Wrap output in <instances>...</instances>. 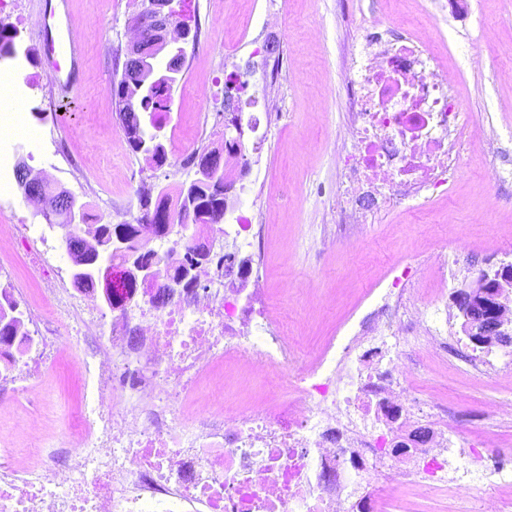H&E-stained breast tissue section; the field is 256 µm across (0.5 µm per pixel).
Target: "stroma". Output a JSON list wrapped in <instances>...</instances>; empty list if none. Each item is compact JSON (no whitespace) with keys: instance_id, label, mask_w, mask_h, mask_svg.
<instances>
[{"instance_id":"obj_1","label":"stroma","mask_w":512,"mask_h":512,"mask_svg":"<svg viewBox=\"0 0 512 512\" xmlns=\"http://www.w3.org/2000/svg\"><path fill=\"white\" fill-rule=\"evenodd\" d=\"M49 1L56 7L51 27L71 30L84 47L81 67L63 92L42 81L48 67L38 21ZM141 9L142 0H16L0 11V25L20 33L16 55L0 59V78L11 77L19 104L17 112L0 111V174L13 173L20 160L46 167L53 185L83 206L89 223H134L142 174L151 175L152 202L161 205L165 194L195 179L200 155H223L224 109L211 107L204 92L225 93L224 51L231 48L235 72L248 80L233 94L248 174L235 181L229 204L271 213L267 288L289 340L303 353H315L361 314L368 288L391 285L392 263L406 266L447 252L449 298L470 289L480 272L512 263V0H184V18L198 39L187 50L167 111L155 116L167 154L161 166L132 152L110 93L130 45L127 30ZM432 15L441 32L429 48L461 74L450 102L466 124L494 129L501 154L491 160L478 146L468 147L431 198L381 211L375 223L347 230L330 206L343 169L327 137L347 117L344 87L352 59L373 23L419 32ZM61 109L71 115L64 128L57 123ZM3 217L38 225L58 262H67L63 229L29 209L19 186L0 198ZM36 251V245L16 244L0 252V265L12 269L23 301L38 304ZM448 334L454 350L441 359L431 356L426 337L407 343L408 367L420 389L419 430L439 427V408L446 405L456 412L448 424L451 450L475 447L487 463L512 459V421L494 414L496 406L512 403V346L475 347L457 310ZM470 357L482 369L467 365ZM71 358L63 353L37 371L42 402L35 430L57 445L70 439L69 415L82 394ZM211 375L237 379L226 393L236 406L267 395L265 381L243 365L220 364ZM394 473L389 465L372 477L386 512H480L481 498L493 491L504 501L503 512H512V489L456 482L419 500L408 488L392 487Z\"/></svg>"}]
</instances>
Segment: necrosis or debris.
<instances>
[{"instance_id":"4bbe7bcc","label":"necrosis or debris","mask_w":512,"mask_h":512,"mask_svg":"<svg viewBox=\"0 0 512 512\" xmlns=\"http://www.w3.org/2000/svg\"><path fill=\"white\" fill-rule=\"evenodd\" d=\"M454 79L411 31L367 36L352 63L340 223H372L377 210L445 185L455 143L471 138L495 152L493 138L465 129L449 107ZM266 231L247 218L196 225L192 237L220 234L255 250ZM37 266L53 312L33 309L17 324L36 355L0 370V397L25 400L27 418L36 419L34 369L78 336L86 347L71 369L83 394L69 421L71 448L42 444L22 462L0 438V512H360L367 474L399 443L393 419L416 418L397 376L406 351L385 361L375 341L423 332L450 349L441 308L414 310L404 288H370V311L301 365L262 266L228 274L213 264L199 272L206 290L161 306L160 282L115 289L107 327L95 298L63 287L53 246ZM224 361L290 381L262 403L232 407L225 382L207 379ZM407 455L425 464L412 495L430 497L445 480L446 443L412 446Z\"/></svg>"}]
</instances>
